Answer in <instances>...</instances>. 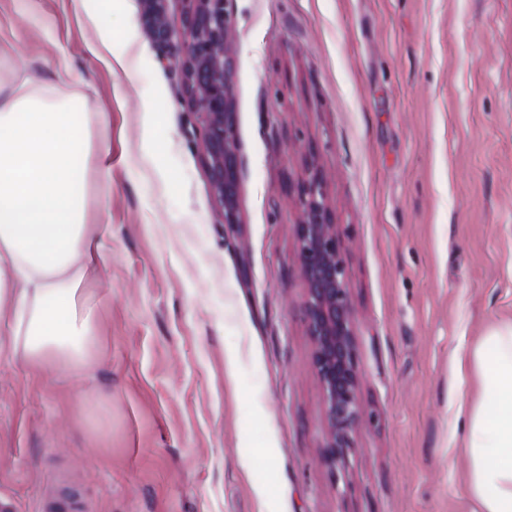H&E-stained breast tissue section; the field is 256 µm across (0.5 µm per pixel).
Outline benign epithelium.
<instances>
[{
  "label": "benign epithelium",
  "mask_w": 512,
  "mask_h": 512,
  "mask_svg": "<svg viewBox=\"0 0 512 512\" xmlns=\"http://www.w3.org/2000/svg\"><path fill=\"white\" fill-rule=\"evenodd\" d=\"M168 0H142L141 23L161 55L185 58V92L203 131L202 162L224 223H240L239 154L230 75L233 57L227 42L233 23L232 0H186L187 39L181 43L167 21ZM297 206V248L306 283L308 334L314 344L312 367L326 408L327 454L332 460L353 447L352 431L365 411L358 395L357 346L343 244L330 222L319 172L308 170Z\"/></svg>",
  "instance_id": "1"
}]
</instances>
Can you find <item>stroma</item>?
Listing matches in <instances>:
<instances>
[{
    "label": "stroma",
    "mask_w": 512,
    "mask_h": 512,
    "mask_svg": "<svg viewBox=\"0 0 512 512\" xmlns=\"http://www.w3.org/2000/svg\"><path fill=\"white\" fill-rule=\"evenodd\" d=\"M140 9L0 0V78L93 99L111 166L106 191L84 172L106 229L96 359L0 357V512H470L457 357L512 321V0H233L236 225ZM311 165L366 412L336 461L296 248Z\"/></svg>",
    "instance_id": "stroma-1"
}]
</instances>
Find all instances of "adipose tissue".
<instances>
[{
    "instance_id": "obj_1",
    "label": "adipose tissue",
    "mask_w": 512,
    "mask_h": 512,
    "mask_svg": "<svg viewBox=\"0 0 512 512\" xmlns=\"http://www.w3.org/2000/svg\"><path fill=\"white\" fill-rule=\"evenodd\" d=\"M89 99L49 102L0 80V297L11 295L7 352L35 372H77L99 350L87 293L104 243L87 221L81 129ZM477 395L463 423L472 512H512V323L488 330L468 356Z\"/></svg>"
}]
</instances>
